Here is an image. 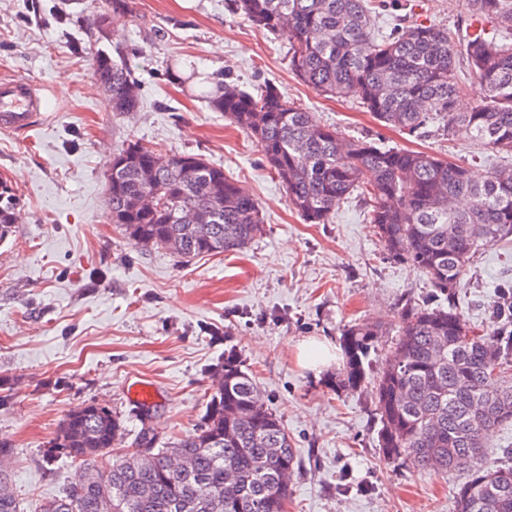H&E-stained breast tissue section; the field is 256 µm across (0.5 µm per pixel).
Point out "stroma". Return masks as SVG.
<instances>
[{"instance_id": "1", "label": "stroma", "mask_w": 512, "mask_h": 512, "mask_svg": "<svg viewBox=\"0 0 512 512\" xmlns=\"http://www.w3.org/2000/svg\"><path fill=\"white\" fill-rule=\"evenodd\" d=\"M106 10L105 0H0V79H28L45 102L34 129L0 130V175L21 197L0 243V440L14 450L9 478L26 512L78 478L65 458L43 460L68 412L107 404L133 442L140 423L126 388L141 380L159 390V437L184 438L230 346L294 439L300 470L287 512H456L464 473L384 461L370 390L333 392L337 364L317 374L297 362L303 341L339 343L344 326L368 319L386 328L371 355L380 369L402 307L429 299L426 277L385 258L359 194L329 223H303L258 143L204 96L224 82L252 93L272 84L344 135L432 153L479 178L512 156L462 132L416 139L354 98L320 95L292 73L287 35L254 28L234 0H132L130 14L108 16L95 34ZM406 15L452 34L471 20L467 0H392L377 33ZM103 51L132 68L136 111H112L94 73ZM130 140L222 166L259 203L261 237L242 253L189 262L135 245L107 220L106 174ZM508 295L512 238L472 255L455 301L469 326L489 329Z\"/></svg>"}]
</instances>
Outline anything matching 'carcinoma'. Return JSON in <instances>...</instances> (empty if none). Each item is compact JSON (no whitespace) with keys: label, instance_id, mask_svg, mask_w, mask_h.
Instances as JSON below:
<instances>
[{"label":"carcinoma","instance_id":"obj_1","mask_svg":"<svg viewBox=\"0 0 512 512\" xmlns=\"http://www.w3.org/2000/svg\"><path fill=\"white\" fill-rule=\"evenodd\" d=\"M473 14L512 34V0H468ZM382 0H236L252 25L288 35L290 68L332 97L352 96L375 119L410 136L432 126L442 137L461 128L490 148L512 152V43L466 30L408 21L387 36L372 28ZM482 96L457 111L460 60ZM94 71L112 111L132 112L138 85L107 52ZM209 108L247 131L308 224H326L352 193L386 254L421 271L439 300L408 305L395 352L377 375L371 354L378 322L342 330V368L333 391L370 389L379 417L378 446L388 461L418 470L464 471L456 512H512V463L485 459L484 438L512 425V300L496 305L491 332L466 324L453 303L470 257L512 237V169L478 182L468 166L409 149H381L321 125L270 85L254 96L234 85L207 97ZM112 161L108 220L135 244L183 259L239 252L263 232L258 203L224 168L177 153L161 158L139 141ZM20 199L0 176V242L12 236ZM201 423L163 446L141 414L134 448L119 456L125 425L104 404L69 412L44 454L82 468L80 480L34 512H286L299 464L282 420L266 406L236 350H224ZM14 449L0 442V512H23L7 469ZM231 477L238 495L224 498Z\"/></svg>","mask_w":512,"mask_h":512}]
</instances>
